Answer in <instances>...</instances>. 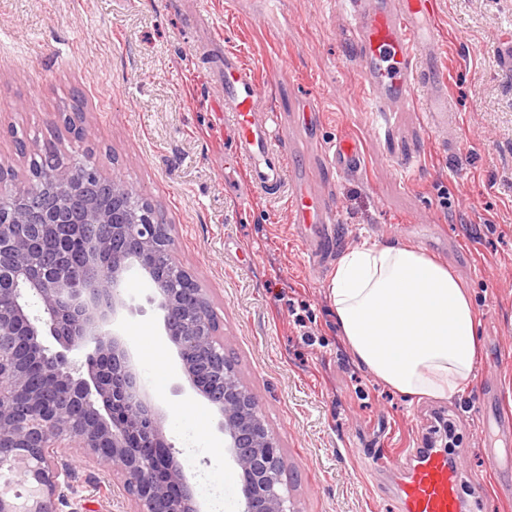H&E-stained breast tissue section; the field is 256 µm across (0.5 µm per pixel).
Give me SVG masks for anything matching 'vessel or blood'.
<instances>
[{"label": "vessel or blood", "mask_w": 512, "mask_h": 512, "mask_svg": "<svg viewBox=\"0 0 512 512\" xmlns=\"http://www.w3.org/2000/svg\"><path fill=\"white\" fill-rule=\"evenodd\" d=\"M353 18L363 61L362 82L375 111H390L407 100L413 86L425 91L426 121L435 131L448 130L456 113L448 97V77L437 64L439 42L436 0H342ZM224 128L234 140V161L248 197L286 201L297 237L312 234L325 249L324 225L335 214L322 197L309 193L289 166L288 141L280 133L279 113L261 108V84L234 51H226L221 70ZM337 168L359 169L357 143L337 139L332 146ZM463 477L447 457L430 455L414 466L402 488V512H461Z\"/></svg>", "instance_id": "1"}]
</instances>
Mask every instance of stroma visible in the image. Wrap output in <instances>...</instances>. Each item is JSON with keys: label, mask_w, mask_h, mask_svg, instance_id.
<instances>
[{"label": "stroma", "mask_w": 512, "mask_h": 512, "mask_svg": "<svg viewBox=\"0 0 512 512\" xmlns=\"http://www.w3.org/2000/svg\"><path fill=\"white\" fill-rule=\"evenodd\" d=\"M438 26L457 112L444 142L421 88L376 119L355 26L336 0H237L232 12L225 0H0V165L26 177L20 139L68 157L88 150L152 204L279 442L296 512H401V487L431 446L449 449L464 487L484 489L465 512H512V74L497 65L512 0H438ZM228 48L262 76L267 107L308 122L292 153L335 212L320 258L285 204L246 198L222 163L231 148L213 68ZM77 91L91 129L82 142L56 122ZM340 136L360 147L357 173L332 161ZM372 243L419 248L469 289L481 350L454 400L410 401L349 350L326 286L343 253ZM125 291L122 334L198 499L204 481H229L224 512H239V469L214 467L218 411L183 380L148 283L130 276ZM74 469L77 498L61 512L80 502L130 512L111 472Z\"/></svg>", "instance_id": "obj_1"}]
</instances>
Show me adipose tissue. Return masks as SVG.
Segmentation results:
<instances>
[{"instance_id":"1","label":"adipose tissue","mask_w":512,"mask_h":512,"mask_svg":"<svg viewBox=\"0 0 512 512\" xmlns=\"http://www.w3.org/2000/svg\"><path fill=\"white\" fill-rule=\"evenodd\" d=\"M353 356L394 392L453 400L469 385L478 320L460 279L406 245L345 252L327 286Z\"/></svg>"}]
</instances>
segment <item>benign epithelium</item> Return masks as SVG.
Wrapping results in <instances>:
<instances>
[{
  "instance_id": "benign-epithelium-1",
  "label": "benign epithelium",
  "mask_w": 512,
  "mask_h": 512,
  "mask_svg": "<svg viewBox=\"0 0 512 512\" xmlns=\"http://www.w3.org/2000/svg\"><path fill=\"white\" fill-rule=\"evenodd\" d=\"M77 138L83 113L58 114ZM50 161L21 187L0 170V462L19 470L26 498L0 491V512H58L73 489L67 448L100 470H119L132 512H204L167 443L162 409L141 379L136 354L120 333L128 271L153 285L189 387L220 413L224 449L241 470V512H295L281 487L282 457L253 394L224 357L207 299L175 256L169 226L115 175L78 166L54 145ZM86 238L84 262L39 248L47 236ZM53 339L60 349L47 344ZM39 363L33 380L26 362Z\"/></svg>"
}]
</instances>
